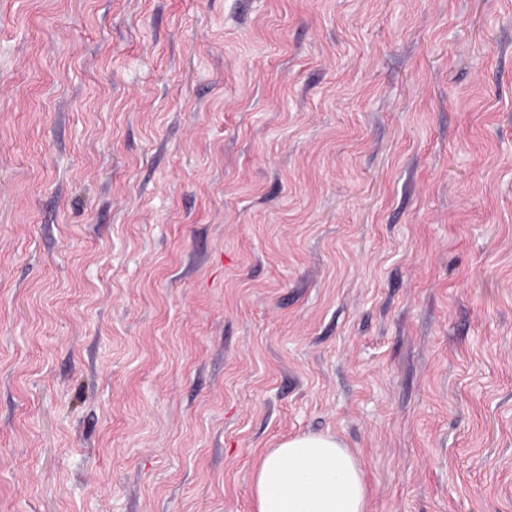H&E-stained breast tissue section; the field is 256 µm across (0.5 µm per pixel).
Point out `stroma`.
Segmentation results:
<instances>
[{"mask_svg": "<svg viewBox=\"0 0 512 512\" xmlns=\"http://www.w3.org/2000/svg\"><path fill=\"white\" fill-rule=\"evenodd\" d=\"M512 512V0H0V512ZM251 494L255 512H367L360 461L327 433L290 436L267 450Z\"/></svg>", "mask_w": 512, "mask_h": 512, "instance_id": "stroma-1", "label": "stroma"}]
</instances>
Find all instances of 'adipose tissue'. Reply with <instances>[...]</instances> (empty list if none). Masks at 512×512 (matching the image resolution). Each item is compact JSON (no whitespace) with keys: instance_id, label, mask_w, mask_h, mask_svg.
I'll use <instances>...</instances> for the list:
<instances>
[{"instance_id":"adipose-tissue-1","label":"adipose tissue","mask_w":512,"mask_h":512,"mask_svg":"<svg viewBox=\"0 0 512 512\" xmlns=\"http://www.w3.org/2000/svg\"><path fill=\"white\" fill-rule=\"evenodd\" d=\"M255 512H366L359 460L331 434L288 437L267 450L251 479Z\"/></svg>"}]
</instances>
